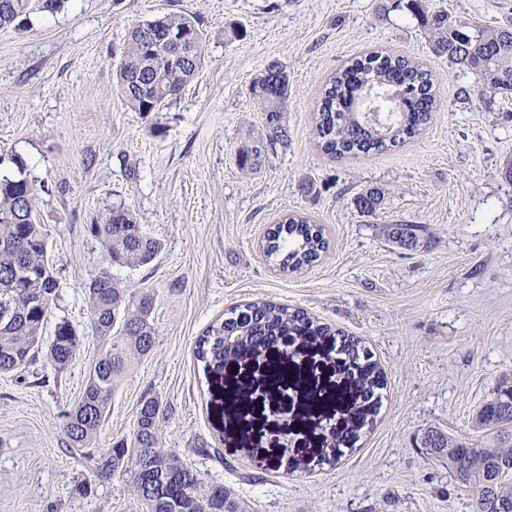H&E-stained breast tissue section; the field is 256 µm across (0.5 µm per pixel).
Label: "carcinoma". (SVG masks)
<instances>
[{"label": "carcinoma", "instance_id": "carcinoma-1", "mask_svg": "<svg viewBox=\"0 0 512 512\" xmlns=\"http://www.w3.org/2000/svg\"><path fill=\"white\" fill-rule=\"evenodd\" d=\"M64 0H0V28L23 21L38 10L52 14ZM408 11L427 26L433 50L479 77L477 95L512 92V25L487 29L447 11L427 14L425 0H408ZM203 32L186 16L162 15L144 20L127 37L117 67L121 97L134 112H159L191 83L201 67ZM288 74L270 64L250 84L264 112L265 137L243 146L242 169L254 170L266 151L287 141ZM433 76L423 66L394 53L354 58L326 84L316 117L322 150L345 158L382 152L415 136L436 107ZM18 176L0 179V374H11L31 361L43 346V328L58 296L59 284L48 255L47 234L34 215L36 191L16 161ZM378 188L354 198L356 208L372 216L383 208ZM90 233L107 250L112 264L136 268L161 252L162 239L143 230L136 214L118 206ZM382 234L396 246L429 247L426 224H384ZM327 248L322 228L298 213L269 229L263 243L267 258L283 269L318 261ZM90 324L105 347L91 364L83 394L67 413L68 446L82 452L93 446L112 395L133 365L154 348L153 296L126 288L108 272L86 286ZM312 336L337 344L349 382L358 388L366 412L358 424L336 439L351 447L380 401L384 373L367 347L341 330L314 321L305 312L268 302L231 308L220 323L199 338L196 358L211 374L249 352L274 347L285 336ZM82 337L69 322L56 323L47 358L56 371L72 363ZM161 404L143 401L130 440L103 450L96 477L119 474L130 481L145 512H247L243 500L221 483L207 482L192 467L161 448L157 422ZM474 423L484 434L474 443L437 431L425 433L422 447L448 460L455 482L471 495L473 512H512V382H503L477 411Z\"/></svg>", "mask_w": 512, "mask_h": 512}]
</instances>
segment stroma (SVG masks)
I'll return each instance as SVG.
<instances>
[{"label":"stroma","instance_id":"35a3bbf8","mask_svg":"<svg viewBox=\"0 0 512 512\" xmlns=\"http://www.w3.org/2000/svg\"><path fill=\"white\" fill-rule=\"evenodd\" d=\"M430 2L482 27L512 24V0ZM160 12L199 19L203 66L166 108L140 114L115 73L128 31ZM385 50L432 72L437 111L395 148L329 158L315 134L326 82L352 58ZM274 62L288 73V141L244 171L236 154L264 127L249 85ZM477 82L435 55L394 0H66L0 28V175L15 174L22 158L38 190L35 218L60 285L44 338L61 320L82 338L64 372L40 354L0 375V512H144L125 479L96 481L94 461L66 447L65 416L102 347L85 286L104 271L153 293L155 346L114 394L97 447L131 435L152 397L162 448L229 486L250 512H472L420 440L432 429L477 438L475 413L512 378V182L501 176L512 96L463 98ZM372 187L385 192L374 218L353 204ZM119 205L163 240L150 264L112 265L88 233ZM288 213L320 225L328 242L319 261L293 271L262 250ZM396 223L428 225L435 246L398 248L380 232ZM256 301L359 338L385 371L373 423L335 464L319 461L321 428L339 421L327 407L317 427L284 396L257 409L251 446L227 435L224 382L205 376L196 344L227 309ZM281 434L310 470L279 466L272 441Z\"/></svg>","mask_w":512,"mask_h":512}]
</instances>
